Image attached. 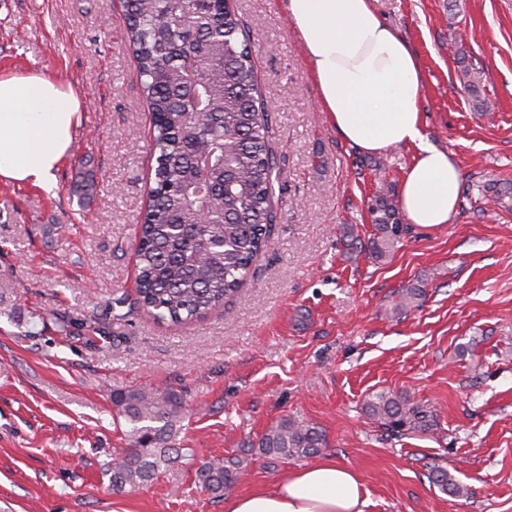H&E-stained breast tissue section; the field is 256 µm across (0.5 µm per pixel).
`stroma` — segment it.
<instances>
[{
    "label": "stroma",
    "instance_id": "35a3bbf8",
    "mask_svg": "<svg viewBox=\"0 0 512 512\" xmlns=\"http://www.w3.org/2000/svg\"><path fill=\"white\" fill-rule=\"evenodd\" d=\"M233 6L282 194L228 309L177 327L128 308L154 172L124 0H0V74L41 73L83 99L55 190L0 181V286L15 311L0 316V512H224L196 469L283 418L317 427L324 447L295 462L253 454L230 495L330 459L356 475L364 512H512V210L483 191L512 182V0H374L421 65L427 142L463 175L452 222L410 225L381 259L350 254L344 227L374 235L369 208L379 192L398 195L415 148L350 145L320 108L286 0ZM410 288L421 295L406 306ZM110 311L120 318L104 337L87 320ZM167 387L184 398L179 459L113 492L105 469L129 428L113 391ZM380 390L424 406L433 429L378 427L363 404ZM435 464L464 495L431 483Z\"/></svg>",
    "mask_w": 512,
    "mask_h": 512
}]
</instances>
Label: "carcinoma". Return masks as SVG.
Here are the masks:
<instances>
[{
	"label": "carcinoma",
	"mask_w": 512,
	"mask_h": 512,
	"mask_svg": "<svg viewBox=\"0 0 512 512\" xmlns=\"http://www.w3.org/2000/svg\"><path fill=\"white\" fill-rule=\"evenodd\" d=\"M126 34L151 114L154 186L134 244L137 308L154 319L186 325L234 297L275 223L276 155L268 116L256 105L252 50L231 0H126ZM200 67L185 72L190 57ZM497 205L512 207V184L492 186ZM376 234L363 248L384 257L407 232L397 201L381 194L371 206ZM131 425L119 462L108 469L112 489L152 482L179 453L173 442L184 405L173 389L132 388L112 394ZM367 416L393 434L424 432L431 414L405 394L380 391ZM322 434L282 418L262 435L259 452L299 460L319 451ZM241 456L206 461L197 482L221 495L242 468ZM441 491L462 494L448 470L430 468Z\"/></svg>",
	"instance_id": "carcinoma-1"
}]
</instances>
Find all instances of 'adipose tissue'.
<instances>
[{
    "label": "adipose tissue",
    "instance_id": "adipose-tissue-1",
    "mask_svg": "<svg viewBox=\"0 0 512 512\" xmlns=\"http://www.w3.org/2000/svg\"><path fill=\"white\" fill-rule=\"evenodd\" d=\"M319 102L337 132L360 150L415 147L400 206L410 223H450L462 173L448 151L427 143L419 109L422 74L407 42L372 0H287ZM82 100L41 74L0 75V181L54 186ZM361 486L332 460L289 471L270 489L238 495L224 512H363Z\"/></svg>",
    "mask_w": 512,
    "mask_h": 512
}]
</instances>
